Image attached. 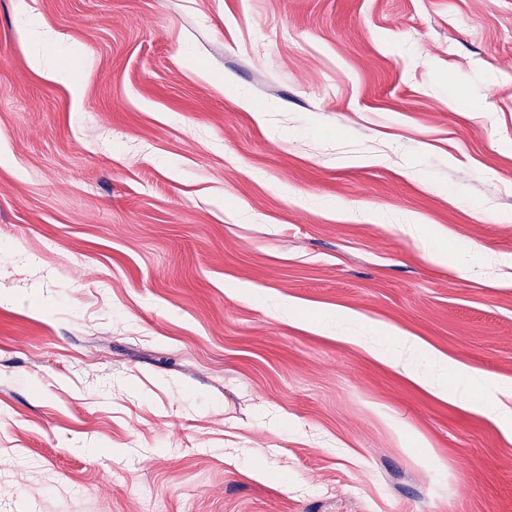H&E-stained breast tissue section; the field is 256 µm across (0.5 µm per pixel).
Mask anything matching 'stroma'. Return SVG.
<instances>
[{"label":"stroma","mask_w":512,"mask_h":512,"mask_svg":"<svg viewBox=\"0 0 512 512\" xmlns=\"http://www.w3.org/2000/svg\"><path fill=\"white\" fill-rule=\"evenodd\" d=\"M405 335L512 387V0H0V512H512ZM426 353L421 342L413 336H405L400 341V351L392 359L393 363L401 368L407 375L424 384L435 395L448 399L456 397L458 389L448 384V360L441 355L428 351V370L418 372L414 359L419 354Z\"/></svg>","instance_id":"35a3bbf8"}]
</instances>
